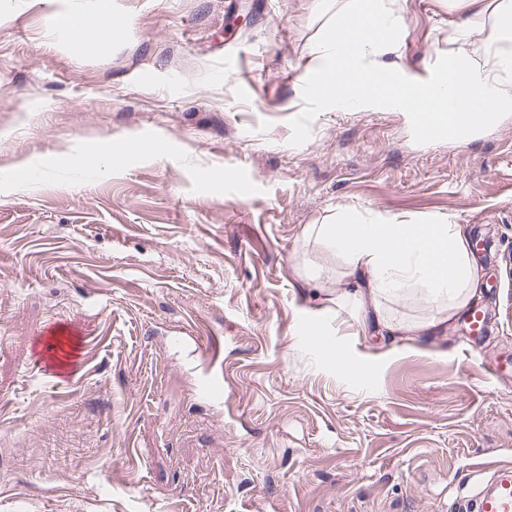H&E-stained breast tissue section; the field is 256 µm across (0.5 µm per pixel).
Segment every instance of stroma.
Returning a JSON list of instances; mask_svg holds the SVG:
<instances>
[{
  "instance_id": "obj_1",
  "label": "stroma",
  "mask_w": 512,
  "mask_h": 512,
  "mask_svg": "<svg viewBox=\"0 0 512 512\" xmlns=\"http://www.w3.org/2000/svg\"><path fill=\"white\" fill-rule=\"evenodd\" d=\"M344 2L109 0L122 36L88 55L66 21L97 0H0V512H457L459 484L512 467V378L491 369L512 365V114L420 145L401 110L328 109L291 145ZM388 4L386 66L425 79L458 51L449 0ZM147 138L159 155L129 150ZM107 139L112 171L70 166ZM343 214L472 239L487 221L480 348L457 318L388 343L336 302L340 259L303 231ZM387 308L445 313L415 291ZM54 321L87 345L63 382L32 370ZM214 336L219 402L193 390Z\"/></svg>"
}]
</instances>
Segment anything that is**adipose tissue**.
<instances>
[{
	"label": "adipose tissue",
	"instance_id": "obj_1",
	"mask_svg": "<svg viewBox=\"0 0 512 512\" xmlns=\"http://www.w3.org/2000/svg\"><path fill=\"white\" fill-rule=\"evenodd\" d=\"M494 25L500 38L491 67L470 68L468 48L460 46L436 83L416 88L415 96L427 100L435 111L451 100L465 112L474 107V94L481 90L495 101L499 111L511 110L512 0H498ZM303 236L339 255L346 283L337 289V301L371 305V322L388 340L402 336L415 347L438 329L434 318L408 330L389 319L385 304L403 291H419L443 303L452 315L478 298L481 267L471 255L468 237L459 225L387 218L366 222L346 216L336 224L308 225Z\"/></svg>",
	"mask_w": 512,
	"mask_h": 512
}]
</instances>
